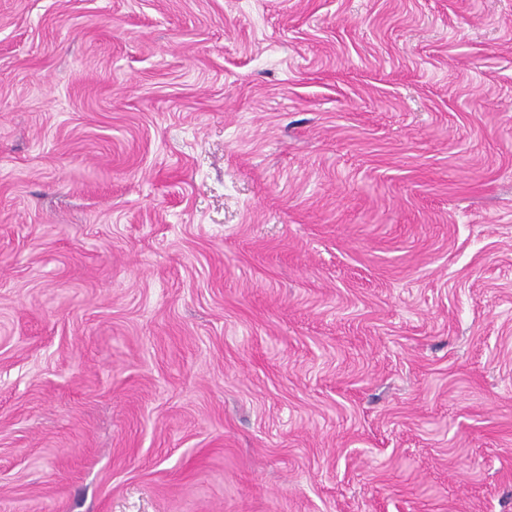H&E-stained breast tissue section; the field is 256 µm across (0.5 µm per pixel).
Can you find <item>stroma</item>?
Segmentation results:
<instances>
[{"instance_id": "obj_1", "label": "stroma", "mask_w": 512, "mask_h": 512, "mask_svg": "<svg viewBox=\"0 0 512 512\" xmlns=\"http://www.w3.org/2000/svg\"><path fill=\"white\" fill-rule=\"evenodd\" d=\"M0 512H512V0H0Z\"/></svg>"}]
</instances>
